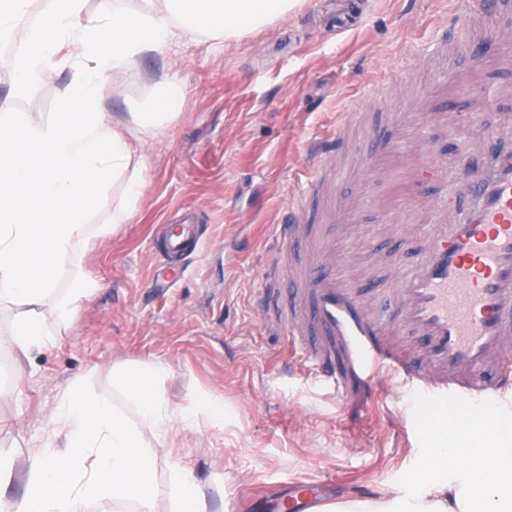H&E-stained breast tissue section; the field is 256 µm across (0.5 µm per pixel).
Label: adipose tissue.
I'll return each mask as SVG.
<instances>
[{"mask_svg": "<svg viewBox=\"0 0 512 512\" xmlns=\"http://www.w3.org/2000/svg\"><path fill=\"white\" fill-rule=\"evenodd\" d=\"M298 0H100L96 13L83 0H0V38L17 39L15 51L0 59L17 87L26 88L58 67L63 46L76 50V77L66 107L50 121L29 112L0 114V293L24 300L13 319L9 341L24 355L52 340L51 322L67 320L81 296L97 286L74 273L59 293L60 273L72 267L74 247L89 227L88 188L105 190L123 181L113 224L131 216L146 186V163L135 154L127 132L152 137L177 115L182 94L176 78L143 71L138 61L172 42L204 36L225 40L261 29L296 8ZM143 86L145 108L127 122L111 119L103 90L109 83ZM165 366L139 363L116 367L112 381L135 409L134 415L72 383L60 402L59 446L31 450L22 464L0 455V486L19 480L23 497L0 505V512H83L92 501H108L113 512H157L164 492L169 512H208L204 494L174 454L176 426H194L199 417L224 420L222 401L205 394L184 407L160 391ZM499 448H436L444 475L427 481L406 505L358 502L347 512H512L500 491L502 465H512V428L500 430ZM482 485V497L471 494Z\"/></svg>", "mask_w": 512, "mask_h": 512, "instance_id": "ef3b65f1", "label": "adipose tissue"}]
</instances>
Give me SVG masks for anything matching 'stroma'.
<instances>
[{
  "label": "stroma",
  "mask_w": 512,
  "mask_h": 512,
  "mask_svg": "<svg viewBox=\"0 0 512 512\" xmlns=\"http://www.w3.org/2000/svg\"><path fill=\"white\" fill-rule=\"evenodd\" d=\"M467 0H302L288 15L238 40H181L140 59L180 81V114L149 143L147 186L127 223L113 225L119 190H89L88 238L76 248L81 272L97 281L53 340L28 355L8 341L18 306L0 302V453L24 458L54 444L55 414L73 381L128 403L112 369L162 364L161 390L174 404L207 393L224 402V422L176 428L175 452L201 486L211 512L295 480L336 481L320 512L351 502L350 483L378 484L382 501L407 502L436 467L431 450L456 445L466 409L398 394L348 424L301 353L263 326L256 299L268 269L273 227L300 202L308 143L335 130L342 112L390 105L423 90L433 70L413 62ZM71 47L62 64L20 90L0 68V113L53 119L74 77ZM195 217L200 245L179 263L184 276L155 287L167 268L158 240L166 225ZM427 222L404 229L340 225L344 258L364 282L411 266ZM418 413L413 432L410 413Z\"/></svg>",
  "instance_id": "obj_1"
}]
</instances>
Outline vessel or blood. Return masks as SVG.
Here are the masks:
<instances>
[{"instance_id":"obj_1","label":"vessel or blood","mask_w":512,"mask_h":512,"mask_svg":"<svg viewBox=\"0 0 512 512\" xmlns=\"http://www.w3.org/2000/svg\"><path fill=\"white\" fill-rule=\"evenodd\" d=\"M494 10L495 0L464 9L428 51L436 80L421 100L433 103L432 113L418 112V102L410 101L369 125L363 113L350 112L322 136L307 159L301 205L275 227L279 246L258 302L262 321L303 352L350 413L363 412L378 389L409 391L428 403L470 409L469 428L494 435L499 406L512 404V149L496 147L479 111H452L453 93L468 85L447 60L449 53L464 54L475 75L512 65V54L493 57L484 49L501 36L488 23ZM357 129L364 132L362 169L397 176L415 209L437 212L421 260L378 288L397 299L390 321L371 309L359 281L339 272L335 221L352 220L355 206L325 198L343 175ZM437 129L449 132L463 158L475 137L490 147L482 163L460 164L461 188L453 197L420 193L440 177L424 155ZM189 240L188 225H168L164 251L182 252ZM400 333L417 338L414 351L401 349ZM321 499L317 482L294 481L275 497L274 512H315Z\"/></svg>"}]
</instances>
